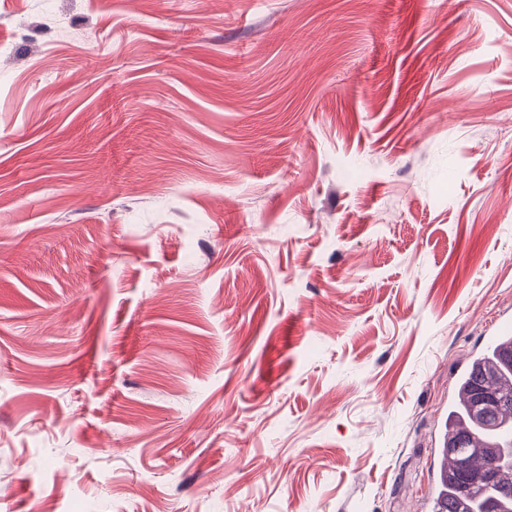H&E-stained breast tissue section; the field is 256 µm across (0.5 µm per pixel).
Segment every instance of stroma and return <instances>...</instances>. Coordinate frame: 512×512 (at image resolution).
Instances as JSON below:
<instances>
[{"label": "stroma", "instance_id": "stroma-1", "mask_svg": "<svg viewBox=\"0 0 512 512\" xmlns=\"http://www.w3.org/2000/svg\"><path fill=\"white\" fill-rule=\"evenodd\" d=\"M512 318V0H0V512H426Z\"/></svg>", "mask_w": 512, "mask_h": 512}]
</instances>
